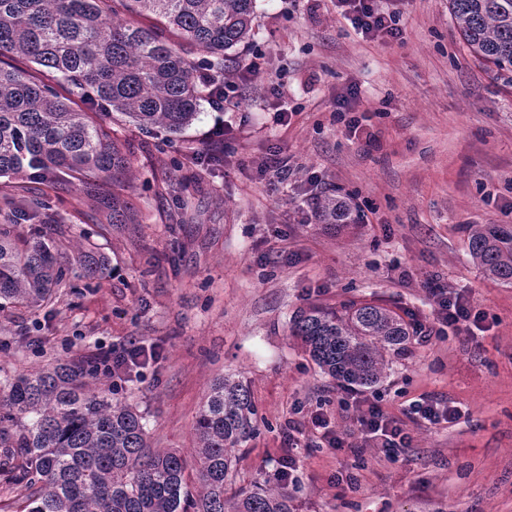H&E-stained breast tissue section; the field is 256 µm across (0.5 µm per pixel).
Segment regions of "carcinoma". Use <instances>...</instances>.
Returning <instances> with one entry per match:
<instances>
[{
	"instance_id": "obj_1",
	"label": "carcinoma",
	"mask_w": 512,
	"mask_h": 512,
	"mask_svg": "<svg viewBox=\"0 0 512 512\" xmlns=\"http://www.w3.org/2000/svg\"><path fill=\"white\" fill-rule=\"evenodd\" d=\"M256 0H0V56L12 53L49 82L0 67V178L56 184L71 173L110 224H135L122 194L128 157L100 116L122 112L140 129L181 133L210 87L200 67L227 79L233 51L252 34ZM470 51L512 83V0H448ZM136 15L132 22L126 15ZM0 299L39 310L67 272L107 273L104 257L18 231L39 196L4 193ZM315 216L358 226L345 199L324 194ZM468 249L489 279L512 286V225L470 224ZM292 335L343 386L374 388L404 351L410 326L376 302L311 304ZM256 406L236 374L216 379L194 423L193 472L178 450H152L142 415L114 403L80 361L58 360L0 381L3 473L22 483L27 512H296L278 482L230 493L236 450L254 433Z\"/></svg>"
}]
</instances>
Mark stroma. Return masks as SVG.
<instances>
[{
  "instance_id": "35a3bbf8",
  "label": "stroma",
  "mask_w": 512,
  "mask_h": 512,
  "mask_svg": "<svg viewBox=\"0 0 512 512\" xmlns=\"http://www.w3.org/2000/svg\"><path fill=\"white\" fill-rule=\"evenodd\" d=\"M398 41L363 38L331 0H257L240 63L259 58L233 112L201 102L180 135L140 132L113 113L128 147L123 193L139 221L110 224L77 184L45 189L48 237L80 239L109 272L69 278L37 312L0 309V379L57 359L96 368L94 353L130 343L154 355L115 382L138 406L151 449L190 454L196 413L216 378L236 373L258 410L237 453L235 488L276 481L283 431L299 429L298 512H512V287L489 280L467 250L470 224H512V84L461 40L448 0H388ZM286 103V124L274 120ZM361 119L351 131L339 114ZM287 151L286 183L259 162ZM182 179L176 191L170 180ZM335 191L360 226L327 230L311 203ZM468 297L476 326L420 344L375 388L410 448L362 443L347 390L292 336L310 303L382 301L432 323L430 280ZM432 399L461 407L451 424L408 415ZM324 409L354 447L314 448L307 413Z\"/></svg>"
}]
</instances>
